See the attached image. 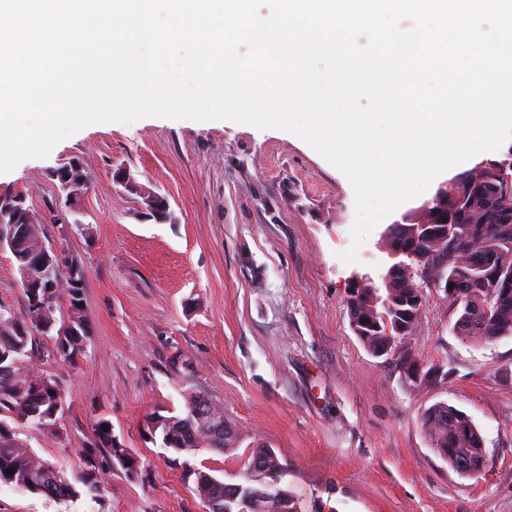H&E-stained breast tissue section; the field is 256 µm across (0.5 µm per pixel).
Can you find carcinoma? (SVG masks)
I'll return each mask as SVG.
<instances>
[{
  "label": "carcinoma",
  "instance_id": "carcinoma-1",
  "mask_svg": "<svg viewBox=\"0 0 512 512\" xmlns=\"http://www.w3.org/2000/svg\"><path fill=\"white\" fill-rule=\"evenodd\" d=\"M431 211L448 219V239L432 232L433 217L427 214L409 215L408 224H390L383 232L389 254L406 251L425 261L448 252L449 303L456 314L453 329L465 339L490 343L497 340L491 334L493 323L509 325L512 335V146L500 161L484 164L461 177L432 204ZM383 288L372 284L369 274L354 277L353 293L356 306L350 309V323L364 346L372 351L388 341L397 344L403 339L400 330L415 328L419 318L416 305L419 288L413 274L403 267L389 265L382 274ZM85 285H67L66 291L56 287L48 295V311L38 313L27 308L26 316H5L0 307V352L9 351L12 360L0 364V484L57 498L77 499L81 487L94 474L97 455L95 448L84 449L86 469L69 476L55 464L39 457L12 432L14 424H29L39 430L57 432L58 417L51 413L56 395L50 388L58 387L48 375H34L28 367L37 337L53 342L52 353L73 361L87 341L89 326L83 307ZM511 292L509 302L497 304L503 290ZM66 296L69 316L79 318V335L58 336L64 318L56 317L59 299ZM185 412L167 417V423L157 430L158 437L167 438L164 449L175 453H192L202 448L225 454L232 451L234 439L224 438L213 444L199 431L198 423L189 410L204 394L186 391L182 394ZM424 413L422 424L432 447L453 464L462 456L480 457L486 453L476 439V426L463 411L441 404ZM262 450L251 452L244 480L218 487L216 477L196 472L195 492L204 504L215 496L224 497V512H296V499L288 485L276 488L278 500L270 499L265 488L264 472L255 468V459ZM14 470V474L6 470Z\"/></svg>",
  "mask_w": 512,
  "mask_h": 512
}]
</instances>
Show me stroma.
<instances>
[{"label": "stroma", "instance_id": "obj_1", "mask_svg": "<svg viewBox=\"0 0 512 512\" xmlns=\"http://www.w3.org/2000/svg\"><path fill=\"white\" fill-rule=\"evenodd\" d=\"M77 158L90 178L71 236L84 263L90 340L70 363L37 342L31 373L58 382L57 434L27 424L20 439L67 473L108 420L135 471L98 453V496L59 499L0 485V512H205L195 472L243 481L259 445L290 468L301 512H512V336L485 344L457 336L444 291L424 283L421 317L400 350L442 382L408 387L394 356H374L350 325L351 277L379 278L391 262L376 225L354 262L353 188L295 135L230 120L147 117L82 130L45 158L0 173V195H22L46 243L65 207L51 172ZM125 170L165 196L171 220L145 215L115 179ZM0 306L24 315L10 251L0 252ZM203 391L235 433L233 452L173 461L149 420ZM465 412L486 448L481 472L454 471L426 436L433 404Z\"/></svg>", "mask_w": 512, "mask_h": 512}]
</instances>
